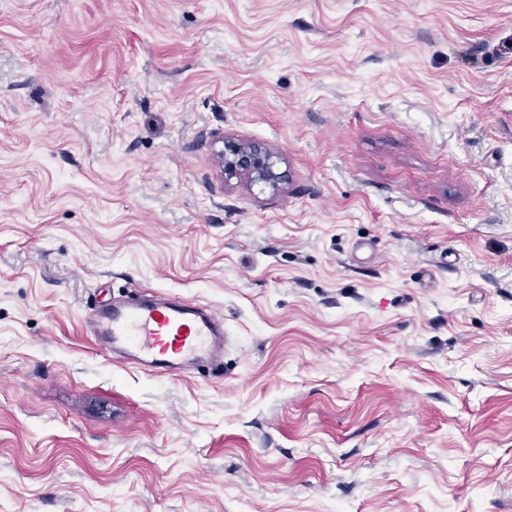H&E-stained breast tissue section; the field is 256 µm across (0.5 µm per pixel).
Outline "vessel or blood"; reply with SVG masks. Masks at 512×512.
<instances>
[{
	"label": "vessel or blood",
	"mask_w": 512,
	"mask_h": 512,
	"mask_svg": "<svg viewBox=\"0 0 512 512\" xmlns=\"http://www.w3.org/2000/svg\"><path fill=\"white\" fill-rule=\"evenodd\" d=\"M85 323L107 353L151 376L215 365L224 352L223 315L178 297L150 293L108 303L89 312Z\"/></svg>",
	"instance_id": "obj_1"
}]
</instances>
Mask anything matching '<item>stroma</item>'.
I'll list each match as a JSON object with an SVG mask.
<instances>
[{
  "instance_id": "stroma-1",
  "label": "stroma",
  "mask_w": 512,
  "mask_h": 512,
  "mask_svg": "<svg viewBox=\"0 0 512 512\" xmlns=\"http://www.w3.org/2000/svg\"><path fill=\"white\" fill-rule=\"evenodd\" d=\"M0 512H512V0H0ZM275 158L273 153L256 144L228 143L224 151V171L247 185L263 183L276 189L281 175L275 171ZM85 323L107 353L151 376L178 375L197 363L218 366L224 354L222 314L157 292L101 305Z\"/></svg>"
}]
</instances>
